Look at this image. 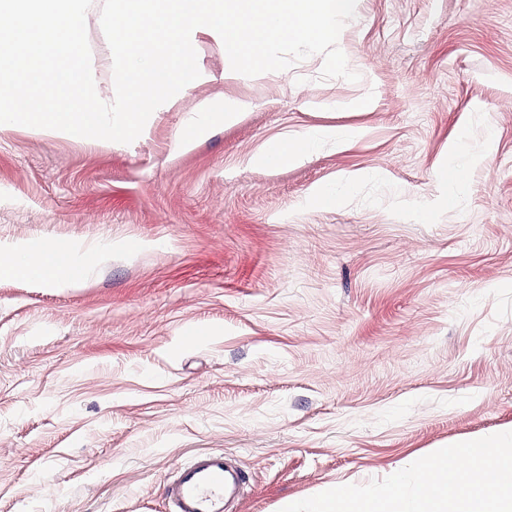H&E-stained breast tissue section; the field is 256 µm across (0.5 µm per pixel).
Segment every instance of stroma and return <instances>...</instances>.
<instances>
[{
	"instance_id": "35a3bbf8",
	"label": "stroma",
	"mask_w": 512,
	"mask_h": 512,
	"mask_svg": "<svg viewBox=\"0 0 512 512\" xmlns=\"http://www.w3.org/2000/svg\"><path fill=\"white\" fill-rule=\"evenodd\" d=\"M192 39L199 78L132 143L0 128V248L96 253L70 286L0 279V512H171L201 451L247 476L229 512H279L512 431V0H359L338 38L355 83L321 79L319 54L248 77L219 35ZM228 99L236 122L182 143L199 102ZM320 125L357 133L253 163ZM459 151L454 148L448 155V165L444 169L443 182L448 190V209L454 208L458 203L461 195L466 189V177L463 167L458 163ZM449 172H458V178L453 181L448 180Z\"/></svg>"
}]
</instances>
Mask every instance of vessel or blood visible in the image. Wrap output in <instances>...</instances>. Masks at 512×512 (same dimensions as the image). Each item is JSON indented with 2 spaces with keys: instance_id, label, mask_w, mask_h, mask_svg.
I'll use <instances>...</instances> for the list:
<instances>
[{
  "instance_id": "vessel-or-blood-1",
  "label": "vessel or blood",
  "mask_w": 512,
  "mask_h": 512,
  "mask_svg": "<svg viewBox=\"0 0 512 512\" xmlns=\"http://www.w3.org/2000/svg\"><path fill=\"white\" fill-rule=\"evenodd\" d=\"M244 483L220 453L202 454L168 489L172 512H224L228 491Z\"/></svg>"
}]
</instances>
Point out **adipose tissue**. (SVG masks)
<instances>
[{
  "mask_svg": "<svg viewBox=\"0 0 512 512\" xmlns=\"http://www.w3.org/2000/svg\"><path fill=\"white\" fill-rule=\"evenodd\" d=\"M349 130L314 128L300 137H289L269 142L255 156L256 164L274 167L282 162L296 161L307 155L324 138L342 142L349 139ZM54 243L39 239L25 241L0 251V278L21 279L46 285L66 283L71 269L70 261L54 260Z\"/></svg>",
  "mask_w": 512,
  "mask_h": 512,
  "instance_id": "obj_1",
  "label": "adipose tissue"
}]
</instances>
